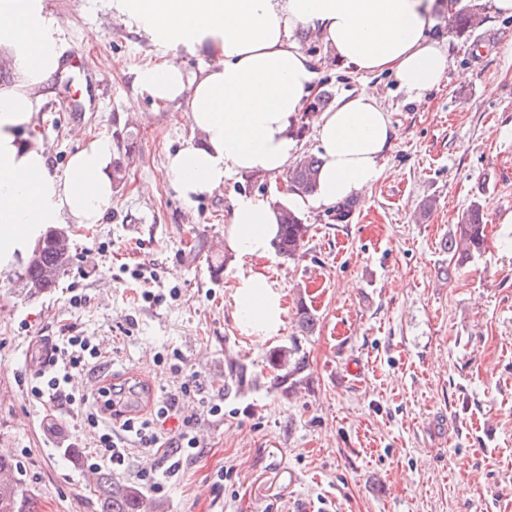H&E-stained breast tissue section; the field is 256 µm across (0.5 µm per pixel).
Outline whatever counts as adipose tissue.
<instances>
[{"label": "adipose tissue", "mask_w": 512, "mask_h": 512, "mask_svg": "<svg viewBox=\"0 0 512 512\" xmlns=\"http://www.w3.org/2000/svg\"><path fill=\"white\" fill-rule=\"evenodd\" d=\"M460 0H111L112 17L156 50L137 75L160 109L182 107L192 137L166 158L186 202L220 190L234 173L277 176L296 160L291 128L315 91V63L299 45L319 38L359 73H393L414 98L443 79L447 57L429 36ZM217 62L187 74L182 54ZM64 66L58 24L41 0H0V276L12 272L56 224H98L112 205L113 148L95 138L52 173L41 139L30 136L49 79ZM323 164L315 202L334 204L372 187L395 137L388 112L363 91L318 118ZM278 231L269 199L240 196L224 248L240 261L266 257ZM246 335L263 341L282 324L283 294L260 270L230 294Z\"/></svg>", "instance_id": "adipose-tissue-1"}]
</instances>
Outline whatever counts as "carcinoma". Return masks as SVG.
I'll use <instances>...</instances> for the list:
<instances>
[{
	"mask_svg": "<svg viewBox=\"0 0 512 512\" xmlns=\"http://www.w3.org/2000/svg\"><path fill=\"white\" fill-rule=\"evenodd\" d=\"M479 22V8L472 5L454 17L457 32L464 34ZM322 161L312 155L301 158L289 174L288 186L293 194L301 198L311 196L317 187L318 171ZM484 205L471 203L461 214L453 234L447 242L449 262L459 269L481 255L486 243ZM308 234V225L302 222L292 209L281 207L279 234L273 242L274 249L283 258L292 259L299 255ZM72 264L70 250L55 238L52 230H47L41 241L36 258L28 259L19 275L20 294L37 298L55 287L60 276L64 275ZM316 314L307 307L299 310L298 327L308 334L317 326ZM268 362L274 372L273 385L285 390L293 389L302 382L306 357L300 354L296 345L279 346L269 352ZM224 378L235 382L238 387L248 382L247 367L239 361L227 364ZM16 464L12 457L0 453V512H33L34 493L24 487L15 476ZM95 492L99 502V512H155L152 503L143 493L128 482L100 473L95 477Z\"/></svg>",
	"mask_w": 512,
	"mask_h": 512,
	"instance_id": "carcinoma-1",
	"label": "carcinoma"
}]
</instances>
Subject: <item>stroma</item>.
Segmentation results:
<instances>
[{"label":"stroma","mask_w":512,"mask_h":512,"mask_svg":"<svg viewBox=\"0 0 512 512\" xmlns=\"http://www.w3.org/2000/svg\"><path fill=\"white\" fill-rule=\"evenodd\" d=\"M108 2L43 0L64 51L111 77L87 90L58 72L35 133L58 174L82 146L72 129L113 141L128 179L102 223L68 225L73 265L49 295L24 300L15 275L0 278V452L14 458L37 512H98L81 459L93 432L26 394L33 343L66 326L97 337L113 370L156 392L192 371L223 392L217 417L180 404L179 417L199 416L202 453L155 496L159 512H512V17L479 0L484 21L471 32L437 18L429 36L448 68L418 101L392 74L351 72L320 41H301L319 61L320 91L333 101L372 93L396 138L348 223L332 205L298 207L310 226L301 253L253 260L285 309L279 334L260 342L228 303L243 267L214 243L234 198H278L288 177L234 174L187 203L165 163L188 121L141 94L136 72L155 52L112 20ZM98 25L101 40L87 42ZM116 57L125 67L113 72ZM474 201L487 212L485 249L451 276L444 244ZM131 261L145 263L154 301L139 300L120 272ZM302 305L318 318L310 336L297 328ZM291 343L308 366L288 393L271 388L267 357ZM174 351L183 372L164 363ZM232 359L251 384H225Z\"/></svg>","instance_id":"stroma-1"}]
</instances>
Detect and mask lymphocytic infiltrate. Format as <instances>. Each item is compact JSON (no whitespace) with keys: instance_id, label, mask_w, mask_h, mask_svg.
I'll return each mask as SVG.
<instances>
[{"instance_id":"1","label":"lymphocytic infiltrate","mask_w":512,"mask_h":512,"mask_svg":"<svg viewBox=\"0 0 512 512\" xmlns=\"http://www.w3.org/2000/svg\"><path fill=\"white\" fill-rule=\"evenodd\" d=\"M108 366L91 337L74 333L63 335L55 340L42 369L30 376L27 392L42 404L76 410L82 424L96 429L95 448L84 459L86 468L92 471L108 466L120 469L128 472L142 488L156 494L164 493L200 446L196 435L197 418L193 415L183 418L175 436L166 440L155 432V425L166 422L180 400L193 397L199 398L207 415H223L224 396L205 394L198 374L193 373L187 375L179 389L157 400L151 411L112 427L98 411L92 410L89 395L70 385L73 372L101 374ZM135 446L162 450L166 468L134 465L131 449Z\"/></svg>"}]
</instances>
